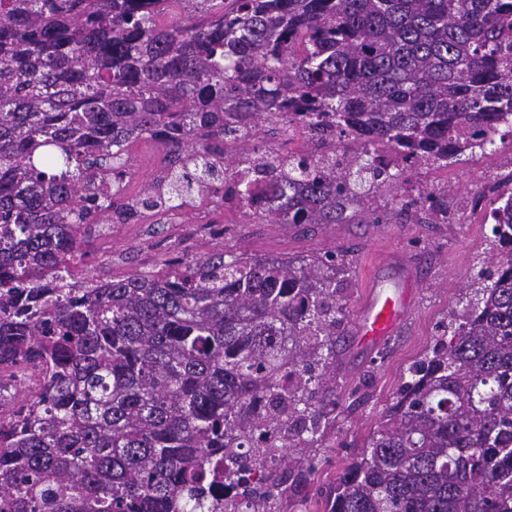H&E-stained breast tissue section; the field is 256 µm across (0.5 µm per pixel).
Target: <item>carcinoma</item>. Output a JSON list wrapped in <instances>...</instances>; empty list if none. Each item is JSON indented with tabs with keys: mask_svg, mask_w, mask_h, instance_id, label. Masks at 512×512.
<instances>
[{
	"mask_svg": "<svg viewBox=\"0 0 512 512\" xmlns=\"http://www.w3.org/2000/svg\"><path fill=\"white\" fill-rule=\"evenodd\" d=\"M184 22L165 24L174 9ZM249 120L240 127L237 122ZM265 123L346 142L265 157ZM164 175L126 196L129 149ZM512 145V0H0V512H278L336 417L340 253L77 278L98 224L448 212L419 167ZM481 270L324 512H512V175Z\"/></svg>",
	"mask_w": 512,
	"mask_h": 512,
	"instance_id": "obj_1",
	"label": "carcinoma"
}]
</instances>
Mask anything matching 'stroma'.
<instances>
[{
    "label": "stroma",
    "instance_id": "1",
    "mask_svg": "<svg viewBox=\"0 0 512 512\" xmlns=\"http://www.w3.org/2000/svg\"><path fill=\"white\" fill-rule=\"evenodd\" d=\"M165 152L159 143L136 144L127 186L138 190L163 173ZM512 172V154L486 152L481 158L462 156L444 169L427 168L426 179L404 186L414 196L426 188L453 186L454 199L482 195L485 171ZM489 205L469 214L461 224H266L235 206L206 209V223L179 215L174 224H116L94 230L90 255L79 273L97 278L153 274L166 260L199 257L221 246L252 257L299 258L330 251L345 254L342 294L349 317L340 328L336 376L327 385L336 399V426L324 446L302 461L308 476L297 493L283 499L280 512H323L324 497L353 455V446L375 427L402 384L411 363L432 346L451 311L457 290L476 276L474 260L491 236L485 222ZM412 270L417 285L413 307L404 325L384 345L367 349L356 341L353 317L372 279H386L395 268Z\"/></svg>",
    "mask_w": 512,
    "mask_h": 512
}]
</instances>
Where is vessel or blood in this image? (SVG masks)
<instances>
[{
    "label": "vessel or blood",
    "mask_w": 512,
    "mask_h": 512,
    "mask_svg": "<svg viewBox=\"0 0 512 512\" xmlns=\"http://www.w3.org/2000/svg\"><path fill=\"white\" fill-rule=\"evenodd\" d=\"M411 272L382 281L374 280L357 314V332L367 343L387 340L404 323L410 300Z\"/></svg>",
    "instance_id": "b4317fda"
}]
</instances>
